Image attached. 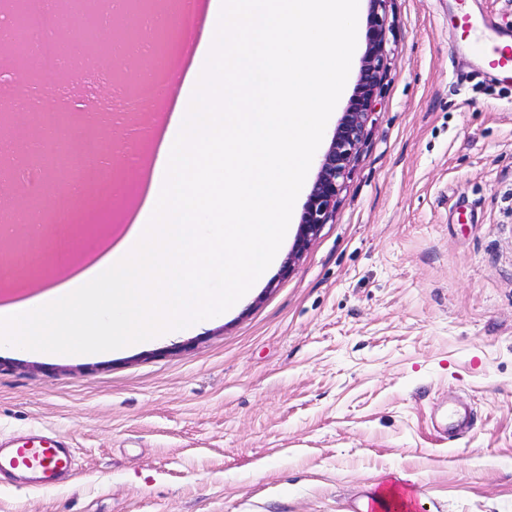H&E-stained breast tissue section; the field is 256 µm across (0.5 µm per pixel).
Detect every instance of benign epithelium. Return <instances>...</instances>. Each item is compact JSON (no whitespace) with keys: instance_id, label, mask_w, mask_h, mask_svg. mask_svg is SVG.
<instances>
[{"instance_id":"obj_1","label":"benign epithelium","mask_w":512,"mask_h":512,"mask_svg":"<svg viewBox=\"0 0 512 512\" xmlns=\"http://www.w3.org/2000/svg\"><path fill=\"white\" fill-rule=\"evenodd\" d=\"M386 0H370L371 19L367 40L368 48L363 57L360 91L351 102L336 129L328 150L319 163V171L303 208L297 250L301 251L327 223L340 195L348 168L368 133V124L375 108V91L385 69V31L387 27ZM55 251L47 247L34 262L18 272V279L34 280L49 269L54 262Z\"/></svg>"}]
</instances>
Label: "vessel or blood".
Returning <instances> with one entry per match:
<instances>
[{
	"instance_id": "b4317fda",
	"label": "vessel or blood",
	"mask_w": 512,
	"mask_h": 512,
	"mask_svg": "<svg viewBox=\"0 0 512 512\" xmlns=\"http://www.w3.org/2000/svg\"><path fill=\"white\" fill-rule=\"evenodd\" d=\"M474 55L488 62L500 82H512V47L500 32L481 30L469 43ZM72 451L54 434H35L0 448V479L20 478L27 486L50 490L72 475Z\"/></svg>"
}]
</instances>
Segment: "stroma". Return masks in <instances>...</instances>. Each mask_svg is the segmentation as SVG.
Returning a JSON list of instances; mask_svg holds the SVG:
<instances>
[{
    "label": "stroma",
    "mask_w": 512,
    "mask_h": 512,
    "mask_svg": "<svg viewBox=\"0 0 512 512\" xmlns=\"http://www.w3.org/2000/svg\"><path fill=\"white\" fill-rule=\"evenodd\" d=\"M325 128L354 97L369 0ZM512 31V0H387V67L339 202L223 317L78 357L0 348V439L64 436L52 490L0 485V512H364L381 486L418 512H512V84L477 68L458 16ZM90 203L61 275L137 217L151 122Z\"/></svg>",
    "instance_id": "obj_1"
}]
</instances>
